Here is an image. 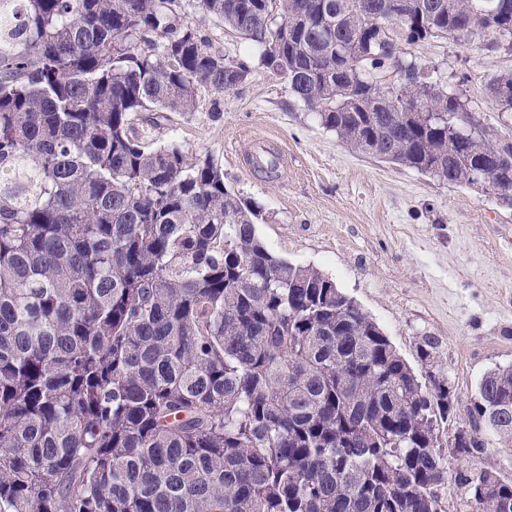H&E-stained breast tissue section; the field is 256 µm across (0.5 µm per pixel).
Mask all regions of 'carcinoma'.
I'll use <instances>...</instances> for the list:
<instances>
[{
    "label": "carcinoma",
    "instance_id": "cac0c4a2",
    "mask_svg": "<svg viewBox=\"0 0 512 512\" xmlns=\"http://www.w3.org/2000/svg\"><path fill=\"white\" fill-rule=\"evenodd\" d=\"M23 2L0 44V512H442L437 377L423 389L331 278L268 251L212 159L146 141L249 67L181 0ZM199 5L351 150L512 195V138L401 51H512V0ZM489 90L512 112V72ZM467 412L511 448L512 368ZM457 434L461 456L487 445ZM457 483L472 512H512L511 481Z\"/></svg>",
    "mask_w": 512,
    "mask_h": 512
}]
</instances>
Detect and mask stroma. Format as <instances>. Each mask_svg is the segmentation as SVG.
Listing matches in <instances>:
<instances>
[{
  "label": "stroma",
  "instance_id": "stroma-1",
  "mask_svg": "<svg viewBox=\"0 0 512 512\" xmlns=\"http://www.w3.org/2000/svg\"><path fill=\"white\" fill-rule=\"evenodd\" d=\"M184 24L213 50L246 62L237 89L201 90L192 112H172L152 131L154 145L175 143L210 156L227 184L263 209L256 232L289 262L332 278L389 337L418 375L424 337L438 343L431 369L447 377L463 406L491 370L512 366V205L478 186H456L352 152L286 83L266 72L258 50L187 0ZM406 58L457 92L487 133L512 136V112H500L488 86L512 71V52L459 46L446 38L404 46ZM270 139L288 155V172L250 169L236 149ZM468 418L462 409L436 426L448 480L438 489L443 512H471L454 479L487 470L512 479V450L488 444L476 458H456L448 441Z\"/></svg>",
  "mask_w": 512,
  "mask_h": 512
}]
</instances>
